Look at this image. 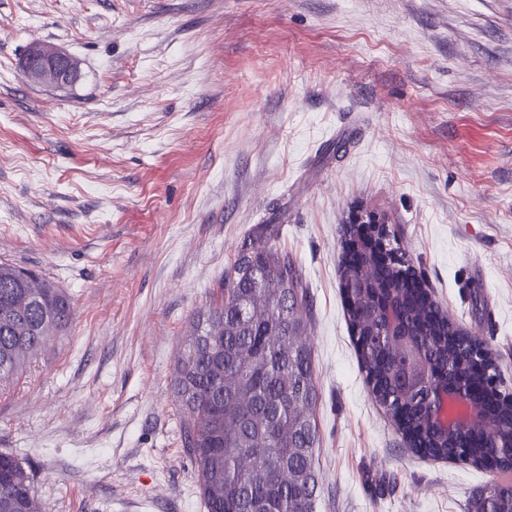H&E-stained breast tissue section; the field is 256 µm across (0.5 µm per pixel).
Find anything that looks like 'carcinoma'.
Segmentation results:
<instances>
[{
	"label": "carcinoma",
	"mask_w": 512,
	"mask_h": 512,
	"mask_svg": "<svg viewBox=\"0 0 512 512\" xmlns=\"http://www.w3.org/2000/svg\"><path fill=\"white\" fill-rule=\"evenodd\" d=\"M367 257L343 262L341 285L364 275ZM359 360L372 393L410 448L433 459L489 462L512 473V392L492 389L494 423L459 433L436 427L429 389L398 380L401 358L417 356L433 381L482 383L496 375L462 334H450L422 284L405 270L379 267L368 286L342 289ZM309 287L300 265L264 233L244 247L224 273L220 298L196 317V332L178 356L173 377L184 418L185 446L194 462L206 512H316L319 434L313 356L299 341L310 321ZM401 311L402 335H390L384 305ZM64 289L34 270L0 262V381L72 319ZM38 512L30 471L0 452V512L14 504ZM468 512H512V484L487 485Z\"/></svg>",
	"instance_id": "obj_1"
}]
</instances>
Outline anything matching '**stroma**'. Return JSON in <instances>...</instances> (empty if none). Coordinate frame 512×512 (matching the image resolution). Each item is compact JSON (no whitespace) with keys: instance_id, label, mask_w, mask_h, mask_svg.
<instances>
[{"instance_id":"35a3bbf8","label":"stroma","mask_w":512,"mask_h":512,"mask_svg":"<svg viewBox=\"0 0 512 512\" xmlns=\"http://www.w3.org/2000/svg\"><path fill=\"white\" fill-rule=\"evenodd\" d=\"M36 40L74 87L25 79ZM358 209L512 390V0H0V260L74 305L0 385L40 512H206L175 365L264 224L309 285L317 512H467L495 474L408 450L366 384ZM351 223L345 224L343 229L346 249H352V245L358 235V229L353 224H370L372 237L368 242L367 256L370 261H374L377 264L380 257L379 254L387 251L386 239L390 231L385 216L373 211L359 212L352 217Z\"/></svg>"}]
</instances>
